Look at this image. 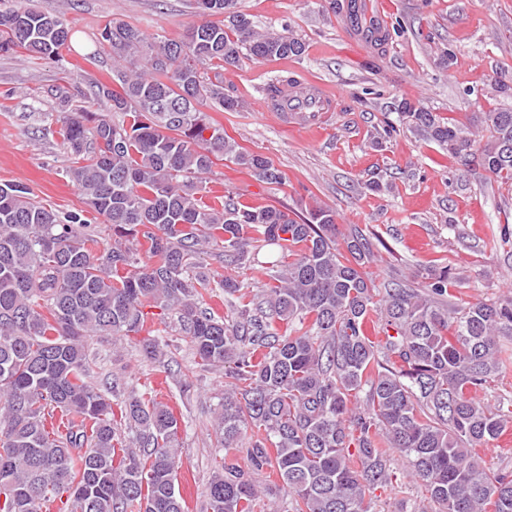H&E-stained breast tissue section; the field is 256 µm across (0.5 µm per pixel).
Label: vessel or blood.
<instances>
[{
	"label": "vessel or blood",
	"instance_id": "vessel-or-blood-1",
	"mask_svg": "<svg viewBox=\"0 0 512 512\" xmlns=\"http://www.w3.org/2000/svg\"><path fill=\"white\" fill-rule=\"evenodd\" d=\"M265 96L271 111L285 113L289 124L295 127L316 125L336 109L334 96L317 84L299 79L274 83L266 89Z\"/></svg>",
	"mask_w": 512,
	"mask_h": 512
}]
</instances>
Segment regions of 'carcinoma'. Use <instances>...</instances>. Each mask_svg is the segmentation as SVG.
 <instances>
[{
	"label": "carcinoma",
	"mask_w": 512,
	"mask_h": 512,
	"mask_svg": "<svg viewBox=\"0 0 512 512\" xmlns=\"http://www.w3.org/2000/svg\"><path fill=\"white\" fill-rule=\"evenodd\" d=\"M353 30L373 21L362 0H329ZM200 20L180 41L150 37L122 20L100 33L112 80L75 98L58 86L56 123L65 176L86 209L112 228L83 232L19 183L0 185V512H185L176 491L179 419L153 391L98 389L86 345L93 336L138 341L160 361L148 310L174 311L191 350L224 368L216 415L224 457L206 489V512H370L366 494L391 481V453L406 458L436 512H512V477L482 465L478 450L512 416L477 399L512 359V296L455 302L439 263L424 288L377 287L373 244L338 231L336 211L315 206L297 220L273 205L209 200L204 175L229 160L282 184L266 157L244 151L205 109L238 112L224 68L300 58L288 28L258 29L237 0H195ZM72 29L36 0L0 8V52L20 48L63 61ZM120 115L112 120L108 113ZM396 121L438 143L468 168L512 181V108L483 113L481 142L420 101L392 102ZM144 241L145 252L132 247ZM277 248L270 283L253 295L234 271L254 243ZM224 264L219 316L204 306L206 259ZM383 320L367 333L374 311ZM272 471L280 483L262 484Z\"/></svg>",
	"instance_id": "carcinoma-1"
}]
</instances>
